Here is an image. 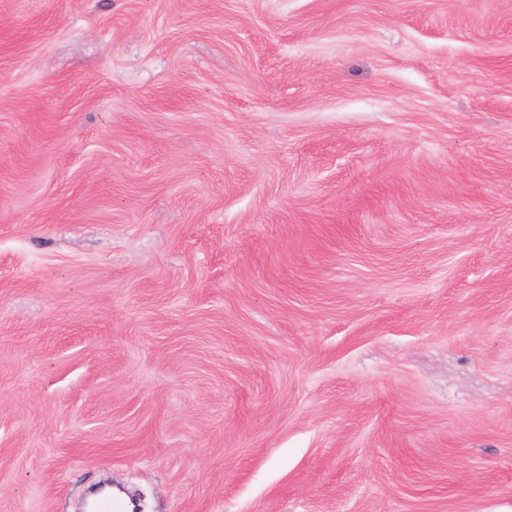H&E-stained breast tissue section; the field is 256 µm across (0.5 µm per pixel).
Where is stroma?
I'll list each match as a JSON object with an SVG mask.
<instances>
[{
    "instance_id": "35a3bbf8",
    "label": "stroma",
    "mask_w": 512,
    "mask_h": 512,
    "mask_svg": "<svg viewBox=\"0 0 512 512\" xmlns=\"http://www.w3.org/2000/svg\"><path fill=\"white\" fill-rule=\"evenodd\" d=\"M512 512V0H0V512Z\"/></svg>"
}]
</instances>
